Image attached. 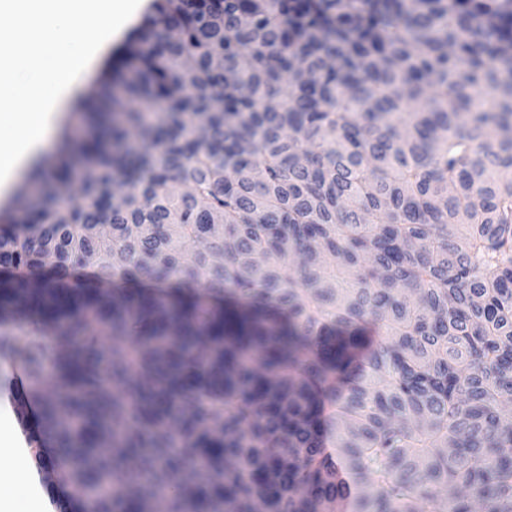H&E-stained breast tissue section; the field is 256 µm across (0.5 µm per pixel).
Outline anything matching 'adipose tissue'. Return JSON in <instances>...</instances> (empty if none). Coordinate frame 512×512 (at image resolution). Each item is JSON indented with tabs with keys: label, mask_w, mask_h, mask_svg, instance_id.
<instances>
[{
	"label": "adipose tissue",
	"mask_w": 512,
	"mask_h": 512,
	"mask_svg": "<svg viewBox=\"0 0 512 512\" xmlns=\"http://www.w3.org/2000/svg\"><path fill=\"white\" fill-rule=\"evenodd\" d=\"M138 0H0V87L28 103L27 112H12L0 99V193L8 192L19 170L48 146L58 129L60 105L93 61L139 9ZM93 30L95 39H75L79 30Z\"/></svg>",
	"instance_id": "adipose-tissue-1"
}]
</instances>
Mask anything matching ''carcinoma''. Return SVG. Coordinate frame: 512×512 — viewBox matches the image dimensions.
Segmentation results:
<instances>
[{
	"mask_svg": "<svg viewBox=\"0 0 512 512\" xmlns=\"http://www.w3.org/2000/svg\"><path fill=\"white\" fill-rule=\"evenodd\" d=\"M78 110L0 358L86 512H512V0H154Z\"/></svg>",
	"mask_w": 512,
	"mask_h": 512,
	"instance_id": "1",
	"label": "carcinoma"
}]
</instances>
